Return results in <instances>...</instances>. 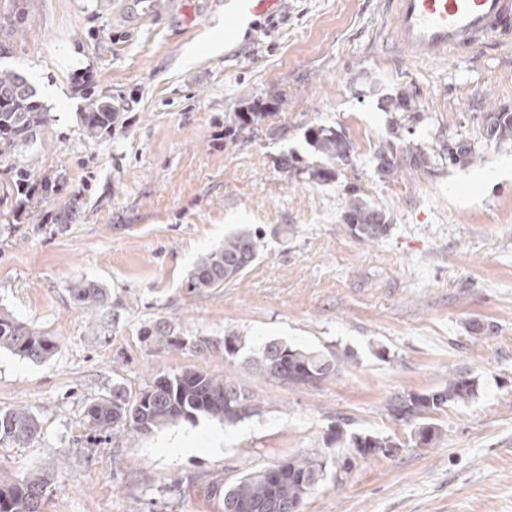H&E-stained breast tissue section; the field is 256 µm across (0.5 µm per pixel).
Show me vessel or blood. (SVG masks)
Instances as JSON below:
<instances>
[{
	"mask_svg": "<svg viewBox=\"0 0 512 512\" xmlns=\"http://www.w3.org/2000/svg\"><path fill=\"white\" fill-rule=\"evenodd\" d=\"M282 0H231L227 37L272 13ZM389 37L408 60L432 62L491 43L512 49V0H384Z\"/></svg>",
	"mask_w": 512,
	"mask_h": 512,
	"instance_id": "vessel-or-blood-1",
	"label": "vessel or blood"
}]
</instances>
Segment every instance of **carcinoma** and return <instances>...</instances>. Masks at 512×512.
I'll return each mask as SVG.
<instances>
[{
    "instance_id": "1",
    "label": "carcinoma",
    "mask_w": 512,
    "mask_h": 512,
    "mask_svg": "<svg viewBox=\"0 0 512 512\" xmlns=\"http://www.w3.org/2000/svg\"><path fill=\"white\" fill-rule=\"evenodd\" d=\"M84 112L80 113L87 135L98 136L110 129L117 119L112 102L99 97L90 88L83 89ZM270 115V107L256 105L249 112L235 115L239 128L259 130ZM46 112L36 99V92L27 77L16 69H0V162L9 163L11 183L19 188L37 180L45 184L43 195L54 191L48 177L37 179L34 168L18 160L21 150L32 148L45 140ZM483 132L490 140L512 139V112H489L484 117ZM305 137L314 153L328 162L349 164L352 144L332 127H311ZM448 164L472 161V149L461 142L442 146ZM379 169L391 174L402 167L425 169L431 157L424 151L408 146L392 145L377 154ZM291 171L308 175V179L326 184L336 179V171L328 166L300 168L293 160L284 162ZM347 229L355 238L375 241L388 236L391 224L386 214L370 207L362 198L354 197L344 214ZM258 255L257 237L250 231L230 234L224 246L202 256L185 280L191 293L210 294L224 284L239 279ZM71 299L83 309L104 310L107 300L102 288L91 281H80L69 288ZM145 340L157 350L188 349L197 354L224 350L226 365L222 372L198 369L156 375L143 391L130 396L122 389L112 390V396L92 401L85 413L89 428L100 430L109 426L126 427L132 434H147L161 426L179 421L196 422L199 416L216 419L227 425L260 413L259 403L234 376V360L243 347L240 336L226 335L224 341L197 339L189 341L175 332V326L156 321L141 329ZM0 348L32 362L53 357L58 349L55 338L29 328L9 314L0 313ZM348 351L313 352L292 348L276 342L264 346L249 365L262 377L295 389L316 387L338 375L346 362L352 360ZM475 395V382L459 372L448 374V384L427 393H407L389 400L386 410L390 419L414 428V440L428 444L436 433L431 417L450 403L464 402ZM39 433L38 420L28 409L0 408V441L27 444ZM330 442L345 444L352 453L338 455L330 448L292 455L277 464L280 476L272 480L266 469L251 472L226 488L216 486L214 496L222 497L224 512H291V506L303 503L327 476L328 466L347 473L352 456L367 457L381 453L383 448H398L390 437L349 435L336 428ZM45 484L42 479L22 478L0 480V512H42Z\"/></svg>"
}]
</instances>
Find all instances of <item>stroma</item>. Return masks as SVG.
I'll return each mask as SVG.
<instances>
[{"mask_svg":"<svg viewBox=\"0 0 512 512\" xmlns=\"http://www.w3.org/2000/svg\"><path fill=\"white\" fill-rule=\"evenodd\" d=\"M224 3L0 0V67L25 73L48 118L45 145L23 157L56 183L44 200L14 192L0 205V311L59 343L41 363L0 350V407L40 423L29 444L0 441V479L47 477L42 512H221L213 483L323 450L344 419L402 448L326 478L302 512H512V141L482 133L486 113L512 112V52L419 64L385 46L383 0H283L212 54ZM78 77L118 111L95 138ZM400 96L408 109L389 108ZM269 102L259 132L240 130L236 113ZM313 125L354 146L329 184L279 166L285 155L321 165L305 139ZM459 139L475 158L452 166L441 145ZM388 142L427 152L429 169L383 174ZM351 186L391 217L388 237L348 233ZM242 230L260 233L243 278L187 292L197 260ZM82 280L107 291L104 312L73 304ZM157 320L188 338L242 336L235 372L259 414L146 435L88 429V404L113 388L223 371L220 352H156L141 329ZM271 342L354 360L294 390L248 364ZM452 368L476 394L415 444L386 405L444 387ZM189 433L196 451L171 452ZM218 436L222 451H209Z\"/></svg>","mask_w":512,"mask_h":512,"instance_id":"obj_1","label":"stroma"}]
</instances>
